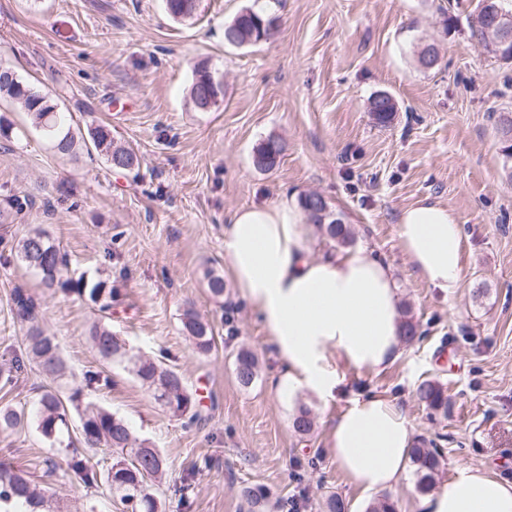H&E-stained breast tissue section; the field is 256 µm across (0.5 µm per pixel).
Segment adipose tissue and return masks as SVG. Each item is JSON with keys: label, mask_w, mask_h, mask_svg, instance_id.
<instances>
[{"label": "adipose tissue", "mask_w": 512, "mask_h": 512, "mask_svg": "<svg viewBox=\"0 0 512 512\" xmlns=\"http://www.w3.org/2000/svg\"><path fill=\"white\" fill-rule=\"evenodd\" d=\"M318 231L295 201L242 208L224 228V256L242 297L263 318L280 362L278 392L329 401L346 371L376 375L401 357L403 320L392 267L363 247L314 255ZM398 237L428 287L451 295L462 288V227L448 206L406 208ZM414 441L404 408L380 394L351 399L327 435L337 468L362 497L402 483ZM418 506L512 512V482L465 467Z\"/></svg>", "instance_id": "adipose-tissue-1"}]
</instances>
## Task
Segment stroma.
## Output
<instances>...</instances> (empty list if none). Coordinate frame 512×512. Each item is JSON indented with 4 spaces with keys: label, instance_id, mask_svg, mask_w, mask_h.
<instances>
[{
    "label": "stroma",
    "instance_id": "obj_1",
    "mask_svg": "<svg viewBox=\"0 0 512 512\" xmlns=\"http://www.w3.org/2000/svg\"><path fill=\"white\" fill-rule=\"evenodd\" d=\"M477 3L198 0L194 20L181 23L162 0H0V61L46 96L75 135L109 125L141 158L133 175L96 151L57 153L27 112L0 99V117L13 126L0 139V201L19 194L33 202L0 223V252L38 224L77 273L115 281L122 300L110 329L131 354L165 356L203 420L184 427L126 364L101 359L89 340L92 306L44 288L15 257L0 264V363L23 352L25 330L10 312L22 287L42 302V327L67 373L55 381L28 367L0 388V405L31 413L46 388L83 389L159 451L165 512H248L247 486L305 499V512H324L332 493L347 512H367L326 445L336 414L361 393L398 398L417 438L442 450L437 486L462 466L512 482V168L496 125L512 114V60L471 36ZM253 4L276 16L271 35L254 46L226 44L225 24ZM429 47L438 54L431 68L419 62ZM202 61L224 83L208 112L189 95ZM383 92L396 111L381 126L369 107ZM270 137L284 152L262 172L253 155ZM310 192L350 225L356 246L392 266L423 331L383 373H347L344 396L329 403L278 394L279 362L260 315L231 282L216 303L204 279L209 269L228 273L224 226L235 210ZM427 199L462 226L464 285L452 297L426 286L398 238L401 211ZM189 307L214 327L209 355H197L181 332ZM243 345L260 360L248 389L233 366ZM89 370L106 384L86 389ZM425 379L447 388V414L416 400ZM303 405L316 416L307 437L293 429ZM53 453L35 429L0 433V461L30 471L70 512H122L107 489L85 488L63 468L46 474Z\"/></svg>",
    "mask_w": 512,
    "mask_h": 512
}]
</instances>
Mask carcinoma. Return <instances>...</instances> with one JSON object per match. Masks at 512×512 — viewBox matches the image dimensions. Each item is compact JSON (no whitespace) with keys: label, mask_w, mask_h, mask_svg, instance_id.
Wrapping results in <instances>:
<instances>
[{"label":"carcinoma","mask_w":512,"mask_h":512,"mask_svg":"<svg viewBox=\"0 0 512 512\" xmlns=\"http://www.w3.org/2000/svg\"><path fill=\"white\" fill-rule=\"evenodd\" d=\"M169 14L181 21L189 20L196 10V0H165ZM512 14V0H479L477 13L472 16L469 26L471 35L485 45L501 38L498 30L491 27L496 11ZM275 25V17L263 8L246 7L224 26V41L232 46H250L269 36ZM210 71L206 63L194 68L190 97L197 109L209 105L218 106L222 96V86H211ZM16 100L32 115L38 127L53 141L57 152L68 154L73 151L76 142L69 131H63L61 121L54 112V106L48 104L44 96L24 84L10 67L0 70V97ZM370 111L376 123L385 125L392 119L395 103L386 94L382 99L371 103ZM499 132L508 142L505 155L512 158V116L503 113L498 120ZM93 147L105 156L110 166L122 165V170L139 171L140 158L131 149L119 145L112 137V128L99 124L88 131ZM281 144L274 138L265 140L256 150L253 164L261 171L272 170L280 159ZM7 207L0 210V217L18 216L27 208V198L13 195L6 200ZM300 205L309 220L314 224L326 226L330 239L339 245L351 242L350 232L341 220L334 217L325 199L316 193L300 197ZM17 256L28 267L41 275L44 287L58 288L74 294L81 299L91 301L100 314V321L90 330L92 344L99 356L107 361L124 359L127 351L117 336L112 334L103 321L112 317V306L120 300V288L106 280L95 282L71 274L66 253L44 231L30 230L17 246ZM13 317L27 326L23 345L26 358L14 357L10 362L0 365V385L6 387L14 383L24 371L25 360L35 363L46 376L57 379L65 375L66 365L59 354L54 337L45 334L41 321L43 309L33 295L16 289L11 296ZM181 331L192 343L199 355L206 356L213 349V334L208 323L204 322L193 309L184 311L181 318ZM129 358V357H127ZM131 372L153 393L155 400L176 416H185L188 423L196 424L200 415L196 410V401L186 386L182 375L161 361L134 356ZM234 371L240 386L248 388L258 377V359L249 349L242 348L234 357ZM82 389L76 388L63 396L53 390L44 393L35 417L25 410L4 406L0 408V433H17L28 425L50 443V446L69 450L67 471L75 480L87 488L105 486L109 492L119 496L122 505L131 512H159L160 501L151 492L144 473L159 475L164 460L145 442H137L129 426L120 418L102 406L88 403L81 405ZM417 400L430 410L448 413V394L437 381L423 380L415 390ZM81 410L79 418V436L87 450L92 451L106 446L117 454V460L109 468L102 470L92 458L73 447L70 433L72 411ZM293 427L300 435L312 431L313 418L306 406L299 407L293 419ZM412 462L416 466L419 491L430 489L434 475L438 472L442 456L436 448L416 446L412 450ZM47 491L40 487L29 472L10 463L0 462V503L47 504Z\"/></svg>","instance_id":"obj_1"}]
</instances>
